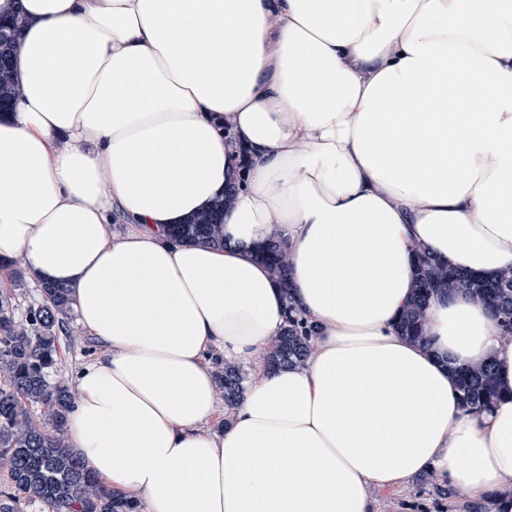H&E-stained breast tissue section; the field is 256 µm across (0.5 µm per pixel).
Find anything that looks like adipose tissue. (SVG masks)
Here are the masks:
<instances>
[{
    "label": "adipose tissue",
    "instance_id": "1",
    "mask_svg": "<svg viewBox=\"0 0 512 512\" xmlns=\"http://www.w3.org/2000/svg\"><path fill=\"white\" fill-rule=\"evenodd\" d=\"M21 16L0 114V256L70 290L100 349L65 438L145 512H371L420 473L512 490V337L477 298L401 336L415 249L512 266V0H0ZM233 190L226 247L172 240ZM127 224L113 236L112 221ZM278 236L283 292L254 250ZM303 367L253 371L217 426L215 360L289 301ZM493 361L461 407L451 366ZM462 406L480 410L500 397L493 365L484 362L470 367H453Z\"/></svg>",
    "mask_w": 512,
    "mask_h": 512
}]
</instances>
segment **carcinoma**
Masks as SVG:
<instances>
[{
	"instance_id": "cac0c4a2",
	"label": "carcinoma",
	"mask_w": 512,
	"mask_h": 512,
	"mask_svg": "<svg viewBox=\"0 0 512 512\" xmlns=\"http://www.w3.org/2000/svg\"><path fill=\"white\" fill-rule=\"evenodd\" d=\"M24 25L20 17L0 24V113L10 109L19 95L13 76V59ZM230 197L217 200L208 210L169 229L178 240L222 246L224 208ZM269 266L275 281L289 290L288 253L272 235L256 251ZM415 288L397 322L398 331L421 345L429 344L425 321L431 300L441 292H464L480 298L498 318L502 334L512 337V268L483 276L448 267L423 250L415 252ZM5 279L23 280L18 261L0 259ZM42 303L28 310L25 319L15 316L12 298L0 293V464L6 466L9 486L0 492V512H21L24 502H39L45 512H136L125 498L101 489L87 473L64 437V425L74 408L76 395L70 387L51 378L57 365V329L71 310L69 289L61 284L40 288ZM312 328L289 304L283 330L262 358L268 369L299 368L305 364ZM462 406L479 410L500 397L493 365L484 362L453 367ZM215 379L232 410L243 390L245 375L231 361L215 364ZM41 408L46 419L35 417ZM419 488L435 497L448 512H512V494L477 501L458 499L457 494L430 476L417 480Z\"/></svg>"
}]
</instances>
